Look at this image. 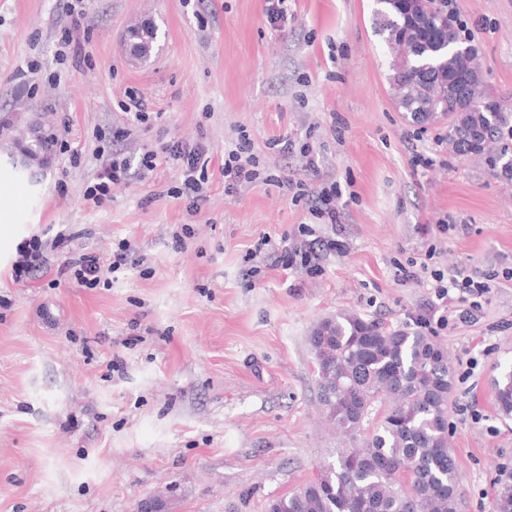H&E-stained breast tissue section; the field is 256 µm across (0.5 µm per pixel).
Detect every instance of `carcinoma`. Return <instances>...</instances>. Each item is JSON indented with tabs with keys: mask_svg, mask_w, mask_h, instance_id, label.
I'll return each instance as SVG.
<instances>
[{
	"mask_svg": "<svg viewBox=\"0 0 512 512\" xmlns=\"http://www.w3.org/2000/svg\"><path fill=\"white\" fill-rule=\"evenodd\" d=\"M374 16L389 54V80L399 107L417 123L448 118V144L485 159L512 178L509 148L491 144L512 134V106L480 112L460 95L448 99V80L466 90L460 35L446 0H428L414 17L396 0H375ZM309 343L320 401L327 417L356 438L373 403L386 404L364 443L338 452L313 482L273 499L267 512H456L457 467L448 447L452 370L445 348L422 331L389 329L355 314L319 321ZM500 413L512 415V373L498 382ZM495 512H512V482L500 483Z\"/></svg>",
	"mask_w": 512,
	"mask_h": 512,
	"instance_id": "obj_1",
	"label": "carcinoma"
}]
</instances>
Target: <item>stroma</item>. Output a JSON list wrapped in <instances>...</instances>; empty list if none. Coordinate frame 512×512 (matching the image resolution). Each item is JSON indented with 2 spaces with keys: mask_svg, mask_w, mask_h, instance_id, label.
<instances>
[{
  "mask_svg": "<svg viewBox=\"0 0 512 512\" xmlns=\"http://www.w3.org/2000/svg\"><path fill=\"white\" fill-rule=\"evenodd\" d=\"M267 6L0 0V120L20 130L49 116L82 151L50 156L45 194L19 185L26 220L0 223V241L66 225L74 253L106 258L126 240L133 258L94 288L60 274L68 255L56 251L21 283L0 267V512H137L154 496L169 512H267L345 445L320 402L312 327L353 313L416 328L434 270L493 277L472 322L432 332L452 366L458 512H493L512 474V417L494 401L512 369V179L450 150L444 125L404 118L374 0H288L276 25ZM450 9L488 93L512 103V0ZM134 24L158 28L143 60L126 48ZM67 29L80 53H65ZM129 91L152 119L114 145ZM243 130L272 173L315 191L337 184L336 223L274 183L226 195L224 149ZM278 137L296 151L267 149ZM161 141L205 146L215 179L201 212L171 196L178 171L162 159L85 202L97 147L135 162ZM303 144L317 173L300 170ZM418 152L432 165L414 166ZM185 224L193 233L176 243ZM305 224L317 271L278 265L275 251ZM334 238L345 252L327 248Z\"/></svg>",
  "mask_w": 512,
  "mask_h": 512,
  "instance_id": "1",
  "label": "stroma"
}]
</instances>
